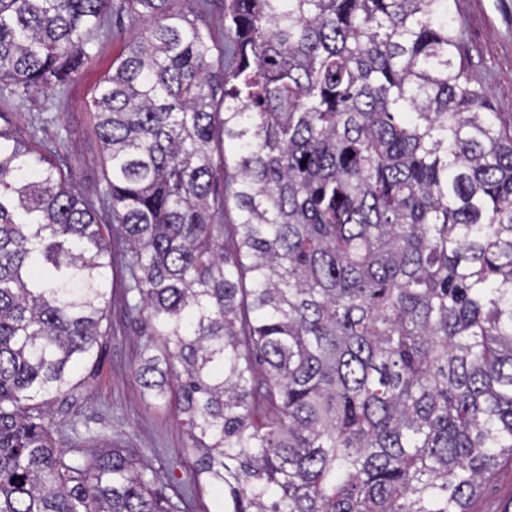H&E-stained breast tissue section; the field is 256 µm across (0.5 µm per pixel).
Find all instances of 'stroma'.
<instances>
[{
    "instance_id": "obj_1",
    "label": "stroma",
    "mask_w": 512,
    "mask_h": 512,
    "mask_svg": "<svg viewBox=\"0 0 512 512\" xmlns=\"http://www.w3.org/2000/svg\"><path fill=\"white\" fill-rule=\"evenodd\" d=\"M463 32L460 54L470 74L485 88L501 118L512 123V0H452ZM108 20L94 48L91 64L61 95L40 94L24 103L0 90V110L13 113L18 126H43L48 141L62 140L73 174L71 191L92 207H100L103 148L92 129L89 104L124 47L139 37L141 27L126 16L123 0H113ZM112 332L103 342L93 369H80L81 384L52 407L55 437L63 446L84 441L86 447L117 442L136 449L156 469L192 459L183 416L176 407L145 394L134 370L145 352V339L131 323L121 294L108 310ZM468 512H512V462L502 461L470 501Z\"/></svg>"
}]
</instances>
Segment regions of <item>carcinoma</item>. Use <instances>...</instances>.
<instances>
[{
  "instance_id": "obj_1",
  "label": "carcinoma",
  "mask_w": 512,
  "mask_h": 512,
  "mask_svg": "<svg viewBox=\"0 0 512 512\" xmlns=\"http://www.w3.org/2000/svg\"><path fill=\"white\" fill-rule=\"evenodd\" d=\"M183 2L127 0L102 212L0 113V512H468L512 461V126L450 0H225L222 46ZM110 10L0 0V86L65 89ZM117 285L185 475L55 445Z\"/></svg>"
}]
</instances>
